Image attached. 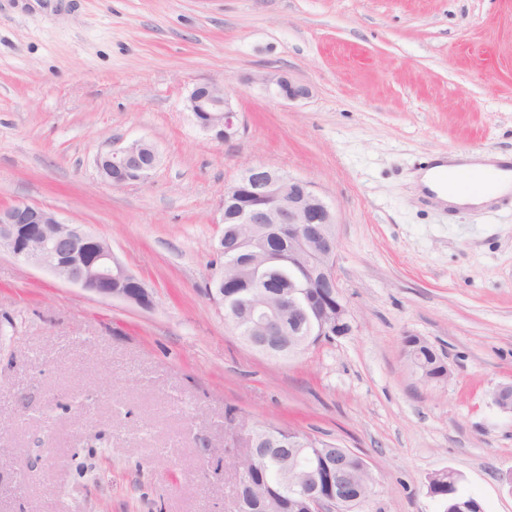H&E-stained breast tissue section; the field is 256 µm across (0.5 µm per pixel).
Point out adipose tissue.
Masks as SVG:
<instances>
[{
  "mask_svg": "<svg viewBox=\"0 0 512 512\" xmlns=\"http://www.w3.org/2000/svg\"><path fill=\"white\" fill-rule=\"evenodd\" d=\"M507 162L505 156L486 154L463 156L461 162L457 164H447L440 160L421 173L418 186L420 191L433 194L436 200L447 204L449 208L480 207L492 199L512 192V170L508 169ZM475 171L495 174L496 181L490 191L476 195L462 194L452 188H443L439 181V176L443 173L454 177Z\"/></svg>",
  "mask_w": 512,
  "mask_h": 512,
  "instance_id": "1",
  "label": "adipose tissue"
}]
</instances>
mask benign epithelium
<instances>
[{"instance_id": "1", "label": "benign epithelium", "mask_w": 512, "mask_h": 512, "mask_svg": "<svg viewBox=\"0 0 512 512\" xmlns=\"http://www.w3.org/2000/svg\"><path fill=\"white\" fill-rule=\"evenodd\" d=\"M262 89L283 101L310 97L311 88L288 71L256 78ZM203 131L220 141L238 132L232 100L223 86L202 81L193 84L185 99ZM158 161L155 147L135 140L97 160L101 176L116 187L148 179ZM225 224H296L300 241L311 247V279L304 288H327L336 298V326L350 323L335 273L336 229L334 215L325 200L307 182L268 165L243 170L224 187ZM45 268L58 279L102 299H120L150 308L146 283L131 273L112 253L111 246L83 224L61 220L49 207L16 201L0 208V252ZM326 303L311 293L306 301L283 298L273 309L257 306L251 314L250 329L243 340L251 347L272 354L276 348L253 337L259 329L276 328L281 336H300L312 327V320L324 324ZM492 401L503 411H512V392L499 386ZM288 503L300 501L306 512H337L336 497L322 493L316 481H284Z\"/></svg>"}]
</instances>
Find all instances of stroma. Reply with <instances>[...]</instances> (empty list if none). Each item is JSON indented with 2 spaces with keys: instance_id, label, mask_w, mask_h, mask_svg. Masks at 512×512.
I'll return each mask as SVG.
<instances>
[{
  "instance_id": "stroma-1",
  "label": "stroma",
  "mask_w": 512,
  "mask_h": 512,
  "mask_svg": "<svg viewBox=\"0 0 512 512\" xmlns=\"http://www.w3.org/2000/svg\"><path fill=\"white\" fill-rule=\"evenodd\" d=\"M289 71L310 98L251 77ZM228 89L238 133L195 124ZM151 142L147 181L99 156ZM512 154V0H0V206L87 225L151 288L101 299L0 252V512H233L228 417L292 424L368 463L361 512H443L439 471L512 512V196L416 194L437 154ZM268 164L337 224L351 330L291 359L253 349L205 290L224 186ZM443 353L429 383L403 351ZM198 125L220 141H228L238 132L236 113L224 85L202 81L193 84L185 99Z\"/></svg>"
}]
</instances>
